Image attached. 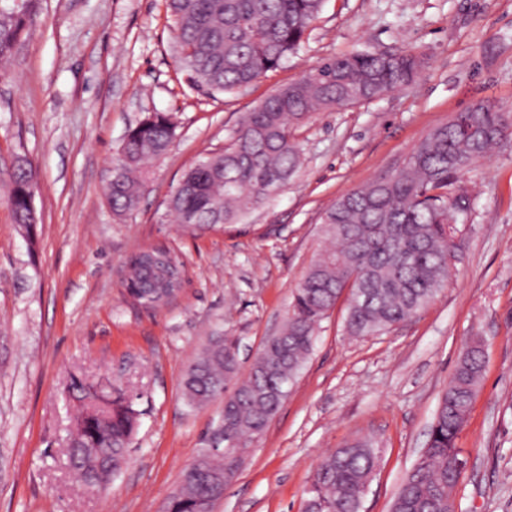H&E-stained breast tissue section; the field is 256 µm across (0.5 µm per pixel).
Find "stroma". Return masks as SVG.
I'll list each match as a JSON object with an SVG mask.
<instances>
[{
  "label": "stroma",
  "instance_id": "stroma-1",
  "mask_svg": "<svg viewBox=\"0 0 512 512\" xmlns=\"http://www.w3.org/2000/svg\"><path fill=\"white\" fill-rule=\"evenodd\" d=\"M173 25L167 0H40L0 77V512H159L224 412L223 397L192 407L181 388L209 339L239 336L249 367L326 244V208L401 166L452 114L481 101L512 113V0H324L298 52L214 96L178 68ZM362 50H412L424 65L407 87L313 114L294 132L300 167L237 223L194 233L178 224L170 195L243 113L321 59ZM152 112L170 116L173 140L137 207L114 211L113 162ZM19 157L37 186L30 238L7 202ZM463 183L472 215L453 229L446 287L372 336L347 335L337 304L213 512H302L319 462L361 437L382 456L361 512H390L475 340L485 374L457 442L466 468L456 512H512V146L494 147ZM155 244L187 280L174 303L147 312L123 275ZM76 378L127 388L139 413L128 464L95 492L68 459Z\"/></svg>",
  "mask_w": 512,
  "mask_h": 512
}]
</instances>
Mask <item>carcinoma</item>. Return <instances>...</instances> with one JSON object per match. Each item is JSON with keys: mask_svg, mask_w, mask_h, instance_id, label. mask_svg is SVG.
Returning a JSON list of instances; mask_svg holds the SVG:
<instances>
[{"mask_svg": "<svg viewBox=\"0 0 512 512\" xmlns=\"http://www.w3.org/2000/svg\"><path fill=\"white\" fill-rule=\"evenodd\" d=\"M40 0L0 6V62L7 63L28 36ZM323 0H168L179 46L178 67L192 87L214 95L246 87L277 69L303 45ZM423 58L410 51L357 52L322 59L300 80L245 113L224 149L187 170L169 199L179 223L192 231L237 221L288 183L301 164L292 129L323 108L356 105L412 83ZM468 127L448 121L433 128L405 165L389 176L343 195L322 217L330 246L308 267L293 289L281 330L265 339L242 371L239 338L214 336L186 373L189 405L224 396V453L203 448L205 464L189 466L165 512H211L218 497L213 477L229 483L252 441L279 409L280 385L296 380L326 314L345 299V329L369 336L406 321L431 302L448 279L449 257L458 246L450 225L463 224L457 210L467 196L464 172L487 151L512 142L509 113L479 102L467 113ZM174 125L154 112L133 127L110 184L112 208H134L145 182L146 161L162 156ZM31 166L12 172L9 199L25 218ZM145 271L130 261L128 293L157 307L155 294L140 285ZM484 373L482 350L462 354L442 396L427 448L396 493L391 512H455L453 492L466 465L457 440ZM79 405L71 437L72 468L102 487L126 463L138 423L133 399L121 386L108 396L75 379ZM379 449L354 440L325 456L314 471L305 512H361Z\"/></svg>", "mask_w": 512, "mask_h": 512, "instance_id": "obj_1", "label": "carcinoma"}]
</instances>
